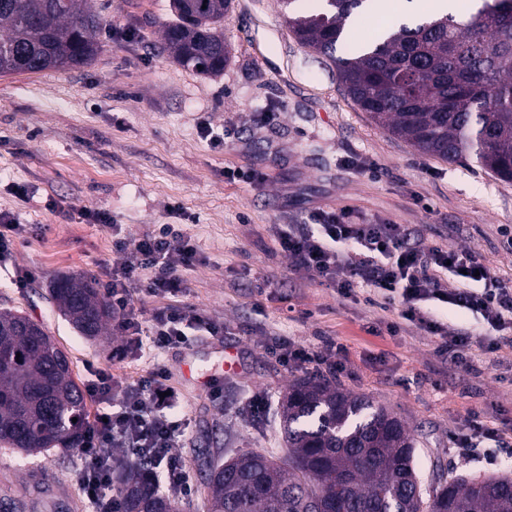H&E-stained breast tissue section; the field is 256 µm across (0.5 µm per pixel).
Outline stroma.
<instances>
[{
    "label": "stroma",
    "mask_w": 512,
    "mask_h": 512,
    "mask_svg": "<svg viewBox=\"0 0 512 512\" xmlns=\"http://www.w3.org/2000/svg\"><path fill=\"white\" fill-rule=\"evenodd\" d=\"M101 52L88 65L0 75V211L19 214L34 233L0 270V309L43 324L87 386L112 367L133 381L161 362L169 370L189 427L177 453L190 485L181 512H207L203 456L231 450L283 456L275 411L246 412L245 399L280 397L298 371L266 346L278 336L323 346L347 345L349 364L334 374L345 391L396 413L411 429L422 484L442 463L467 476L512 477V452L494 464L460 458L451 436L470 414L512 424V347L448 369L431 336L413 327L368 334L378 310L339 297L293 274L275 240L278 224H305L341 206L353 222L419 227L429 246L469 248L500 277L512 279V182L472 161L423 154L375 124L345 91L334 62L295 38L277 0H233L224 15L231 59L201 75L161 49L172 17L169 0H97ZM272 120H264V113ZM229 128L223 145L206 126ZM262 173L259 181L238 171ZM29 187L26 199L16 186ZM108 211L137 238L178 224L199 258L183 271L174 304L223 323L224 338L193 331L186 348L113 365L116 335L82 337L60 315L49 290L63 276L102 286L112 234L80 222L81 209ZM28 274L24 287L11 279ZM278 284L254 296L256 278ZM239 365L214 399L188 376L212 369L224 354ZM77 451L34 455L0 449V499L14 512H89Z\"/></svg>",
    "instance_id": "35a3bbf8"
}]
</instances>
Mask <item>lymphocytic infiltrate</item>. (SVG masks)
I'll use <instances>...</instances> for the list:
<instances>
[{"mask_svg": "<svg viewBox=\"0 0 512 512\" xmlns=\"http://www.w3.org/2000/svg\"><path fill=\"white\" fill-rule=\"evenodd\" d=\"M349 208L312 214L310 223L284 224L277 242L294 273L309 274L319 286L343 298L364 295L367 304L381 311L380 323L397 334L409 322L437 340V351L449 365L462 363L475 348L493 353L512 347V282L498 277L470 249L426 247L413 228L390 221L351 223ZM82 220L110 228V279L104 288L112 302V320L120 342L112 349L113 363L135 356L187 345V328L209 336L224 328L193 310L169 305L184 290L183 268L197 261L190 237L174 224L138 238L122 235L110 213L81 211ZM157 300L144 312L145 299ZM437 302L481 316L492 335L459 328L449 330L430 303ZM272 353L286 367L306 371L331 364L332 355L292 340H280ZM169 373L154 364L149 375L128 384L103 369L90 392L98 401L119 398L117 412L87 422L78 455L79 478L92 512H122V496L114 482L113 449H123L125 462L142 459L162 470L164 493L183 499L187 477L175 449L185 435V421L168 393ZM512 444V426H488L479 415L466 419L452 438L460 455L494 461L498 449Z\"/></svg>", "mask_w": 512, "mask_h": 512, "instance_id": "1", "label": "lymphocytic infiltrate"}]
</instances>
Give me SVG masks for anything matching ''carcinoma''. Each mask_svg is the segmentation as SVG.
Instances as JSON below:
<instances>
[{"label": "carcinoma", "instance_id": "cac0c4a2", "mask_svg": "<svg viewBox=\"0 0 512 512\" xmlns=\"http://www.w3.org/2000/svg\"><path fill=\"white\" fill-rule=\"evenodd\" d=\"M298 40L330 57L353 101L389 133L450 162L471 159L512 181V0H479L475 14L421 15L381 39L346 49L345 21L369 0H280ZM231 0H171L163 50L200 74L224 70L221 23ZM94 0H0V75L90 63L102 50ZM343 54L336 55L337 51ZM84 336L102 335L107 299L80 277L50 290ZM283 458L242 451L209 469L208 512H512V478L419 481L403 422L370 399L309 376L278 401ZM86 395L66 354L26 315L0 311V447L33 454L77 447ZM126 512H178L159 476L125 465Z\"/></svg>", "mask_w": 512, "mask_h": 512}]
</instances>
